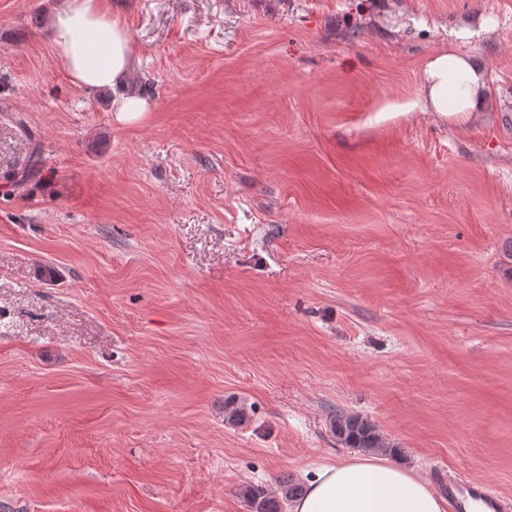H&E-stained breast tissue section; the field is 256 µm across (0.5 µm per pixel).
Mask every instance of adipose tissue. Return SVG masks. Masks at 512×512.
<instances>
[{
	"label": "adipose tissue",
	"mask_w": 512,
	"mask_h": 512,
	"mask_svg": "<svg viewBox=\"0 0 512 512\" xmlns=\"http://www.w3.org/2000/svg\"><path fill=\"white\" fill-rule=\"evenodd\" d=\"M49 39L73 84L88 91L112 89L117 120L135 121L146 112L145 100L127 88L132 63L128 33L104 0H63L55 8ZM423 91L427 109L457 126L491 105L479 57L452 48L426 61ZM290 512H443V506L427 479L368 454L317 467Z\"/></svg>",
	"instance_id": "adipose-tissue-1"
}]
</instances>
